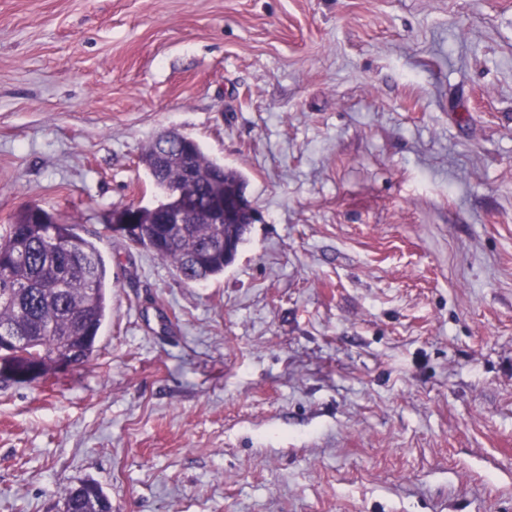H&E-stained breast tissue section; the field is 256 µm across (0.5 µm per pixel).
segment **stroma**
Segmentation results:
<instances>
[{"mask_svg": "<svg viewBox=\"0 0 512 512\" xmlns=\"http://www.w3.org/2000/svg\"><path fill=\"white\" fill-rule=\"evenodd\" d=\"M176 131L259 214L201 284L112 222ZM102 251L91 359L0 375V512H512V0H0V225ZM65 512H112V501L95 482L85 481L65 493Z\"/></svg>", "mask_w": 512, "mask_h": 512, "instance_id": "obj_1", "label": "stroma"}]
</instances>
